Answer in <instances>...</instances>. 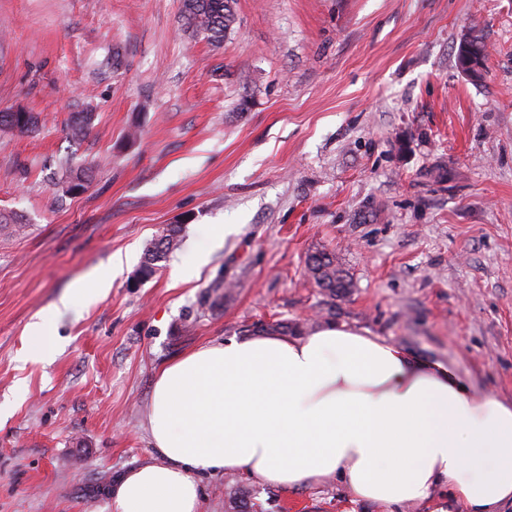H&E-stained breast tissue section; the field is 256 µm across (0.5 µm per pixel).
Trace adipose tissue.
Returning <instances> with one entry per match:
<instances>
[{
  "mask_svg": "<svg viewBox=\"0 0 512 512\" xmlns=\"http://www.w3.org/2000/svg\"><path fill=\"white\" fill-rule=\"evenodd\" d=\"M144 425L159 461L113 485L116 512H200L196 477L218 471L285 489L336 475L353 498L388 506L442 482L468 512L512 501V404L345 326L170 361Z\"/></svg>",
  "mask_w": 512,
  "mask_h": 512,
  "instance_id": "1",
  "label": "adipose tissue"
}]
</instances>
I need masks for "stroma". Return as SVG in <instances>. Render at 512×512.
Listing matches in <instances>:
<instances>
[{"label": "stroma", "instance_id": "35a3bbf8", "mask_svg": "<svg viewBox=\"0 0 512 512\" xmlns=\"http://www.w3.org/2000/svg\"><path fill=\"white\" fill-rule=\"evenodd\" d=\"M235 13L216 44L182 0H0V111L40 116L0 131V213L26 227L0 234V512H114L112 484L159 460L143 415L161 366L261 324L354 328L512 403V0ZM467 31L488 51L479 84L457 63ZM79 112L93 123L74 141ZM64 156L91 167L84 193H63ZM169 224L180 248L133 285ZM319 250L348 294L317 288ZM116 255L106 296L59 309ZM221 281L232 295L209 308ZM42 318L56 348L31 359ZM237 481L265 512H466L445 485L389 507L336 476ZM308 270L324 294L331 298L346 294L351 282L344 271L336 265V258L330 252L319 251L308 258Z\"/></svg>", "mask_w": 512, "mask_h": 512}]
</instances>
